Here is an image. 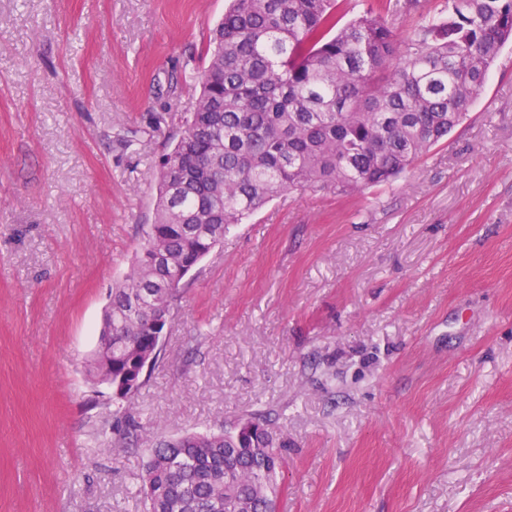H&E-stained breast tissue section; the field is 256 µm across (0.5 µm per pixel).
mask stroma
<instances>
[{
	"label": "stroma",
	"mask_w": 512,
	"mask_h": 512,
	"mask_svg": "<svg viewBox=\"0 0 512 512\" xmlns=\"http://www.w3.org/2000/svg\"><path fill=\"white\" fill-rule=\"evenodd\" d=\"M226 5L0 0V512H141L147 448L255 412L278 512H512V44L397 182L235 225L131 404L89 380Z\"/></svg>",
	"instance_id": "stroma-1"
}]
</instances>
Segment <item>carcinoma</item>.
I'll list each match as a JSON object with an SVG mask.
<instances>
[{"mask_svg": "<svg viewBox=\"0 0 512 512\" xmlns=\"http://www.w3.org/2000/svg\"><path fill=\"white\" fill-rule=\"evenodd\" d=\"M419 0H230L196 77L200 96L159 164L156 219L112 288L99 340H112V383L131 401L185 280L274 197L350 194L386 185L444 140L482 95L512 43V0H444L400 37ZM353 16L343 21L348 13ZM167 257L156 264L154 252ZM283 436L256 418L147 449L143 512H276Z\"/></svg>", "mask_w": 512, "mask_h": 512, "instance_id": "cac0c4a2", "label": "carcinoma"}]
</instances>
